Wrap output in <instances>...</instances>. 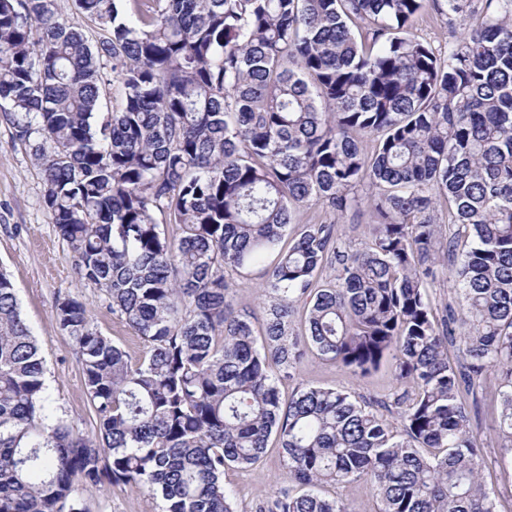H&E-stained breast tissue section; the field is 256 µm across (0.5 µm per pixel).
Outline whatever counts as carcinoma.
I'll return each mask as SVG.
<instances>
[{
    "mask_svg": "<svg viewBox=\"0 0 512 512\" xmlns=\"http://www.w3.org/2000/svg\"><path fill=\"white\" fill-rule=\"evenodd\" d=\"M444 2L477 18L446 52L412 34L439 0H75L94 49L56 0H0V119L81 278L146 347L132 359L85 302L57 299L98 423L75 431L49 412L0 272V512H85L78 482L239 512L224 470L272 438L296 492L259 512H356L318 492L350 483L379 512H498L461 394L496 375L512 464V0ZM361 203L371 240L354 250L336 218ZM312 208L321 221L301 222ZM270 254L258 332L226 274ZM448 264L457 297L439 310L428 288ZM308 350L355 377L387 363L414 389L282 398ZM57 8L64 17L78 22L91 45L95 46L99 31L95 23L84 17L77 18L72 0H57ZM101 64V71L105 74L106 78L108 79L107 83H110V85H107L108 88V94L106 96V99L103 101L104 111H107V109L111 112L112 109H116L121 101L122 96V87L121 83L118 79L113 77L112 71L110 69V64L105 61V59L100 60Z\"/></svg>",
    "mask_w": 512,
    "mask_h": 512,
    "instance_id": "1",
    "label": "carcinoma"
}]
</instances>
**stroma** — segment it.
Masks as SVG:
<instances>
[{"label":"stroma","instance_id":"stroma-1","mask_svg":"<svg viewBox=\"0 0 512 512\" xmlns=\"http://www.w3.org/2000/svg\"><path fill=\"white\" fill-rule=\"evenodd\" d=\"M470 16L428 10L412 32L421 41L447 49L455 36L467 33ZM43 183L29 154L15 142L11 128L0 122V271L12 281L25 322L36 336L45 359L46 380L52 406L75 430L94 434L88 398L73 345L57 328L53 311L58 298L71 296L89 303L95 326L132 357H141L144 343L113 316L104 291L88 285L78 275L75 259L59 238L43 204ZM343 388L357 399H385L396 384L388 367L359 378L315 352H307L295 379L283 382L282 393L295 384ZM500 410L495 380H487L471 405V425L478 432L486 466L483 481L500 490V512H512V470L498 463L500 451L493 431ZM240 512H255L267 496L287 488L288 478L280 451L268 448L263 459L246 469L224 473ZM76 495L87 512H161L162 499L123 486L79 484Z\"/></svg>","mask_w":512,"mask_h":512}]
</instances>
